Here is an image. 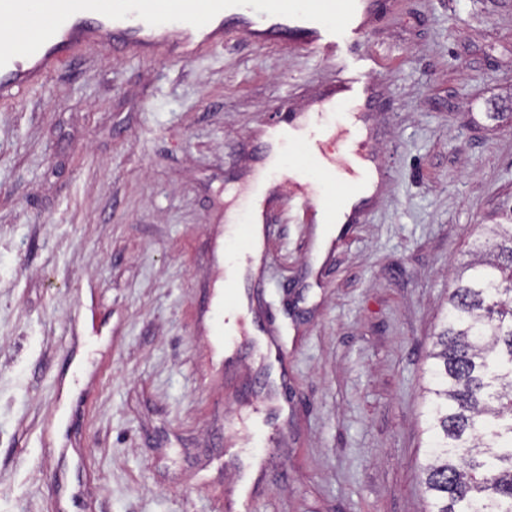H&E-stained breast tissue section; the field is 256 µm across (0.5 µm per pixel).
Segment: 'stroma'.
<instances>
[{
	"instance_id": "stroma-1",
	"label": "stroma",
	"mask_w": 512,
	"mask_h": 512,
	"mask_svg": "<svg viewBox=\"0 0 512 512\" xmlns=\"http://www.w3.org/2000/svg\"><path fill=\"white\" fill-rule=\"evenodd\" d=\"M378 83L387 177L330 242L266 213L260 361L224 379L227 215L282 104ZM512 204V0H392L326 57L234 22L185 62L103 43L0 104V512H427L426 356L485 225Z\"/></svg>"
}]
</instances>
